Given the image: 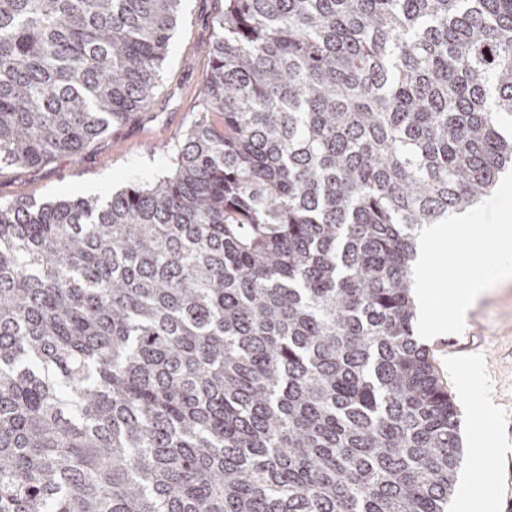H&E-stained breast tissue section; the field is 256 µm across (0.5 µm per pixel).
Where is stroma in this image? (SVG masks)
<instances>
[{"instance_id":"stroma-1","label":"stroma","mask_w":512,"mask_h":512,"mask_svg":"<svg viewBox=\"0 0 512 512\" xmlns=\"http://www.w3.org/2000/svg\"><path fill=\"white\" fill-rule=\"evenodd\" d=\"M224 0H182L177 26L150 107L132 113L92 142L78 158L60 157L33 167L0 169V200L107 197L162 173L172 145L195 119L196 97L210 66L213 21ZM436 372L457 404L459 433L470 444L473 416L492 409L480 435L489 463L481 469L496 512H512V280L475 303L459 334L426 340Z\"/></svg>"}]
</instances>
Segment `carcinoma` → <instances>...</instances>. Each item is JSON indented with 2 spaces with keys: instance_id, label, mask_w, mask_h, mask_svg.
Wrapping results in <instances>:
<instances>
[{
  "instance_id": "carcinoma-1",
  "label": "carcinoma",
  "mask_w": 512,
  "mask_h": 512,
  "mask_svg": "<svg viewBox=\"0 0 512 512\" xmlns=\"http://www.w3.org/2000/svg\"><path fill=\"white\" fill-rule=\"evenodd\" d=\"M181 0H0V165L149 107ZM169 169L0 201V512H448L421 230L512 163V0H224Z\"/></svg>"
}]
</instances>
